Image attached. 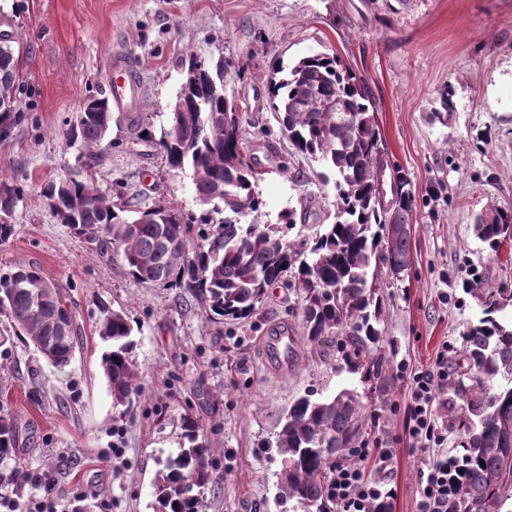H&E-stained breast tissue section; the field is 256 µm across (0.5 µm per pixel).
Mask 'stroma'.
Instances as JSON below:
<instances>
[{"mask_svg":"<svg viewBox=\"0 0 512 512\" xmlns=\"http://www.w3.org/2000/svg\"><path fill=\"white\" fill-rule=\"evenodd\" d=\"M1 34L22 54L25 118L0 140V172L25 194L15 233L0 246V272L38 267L61 288L84 343L62 369L23 341L0 348V415L14 416L21 432L0 458V512L8 502L35 512L46 499L57 512H155L153 481L178 450L172 420L188 406L216 448L203 512H291L278 498L272 447L289 407L363 388L337 368L332 347L300 354L285 372L267 367L261 347L271 328L300 324L291 290H269L257 318L213 322L181 289L145 286L120 261L90 254L48 208L43 187L84 171L80 144L66 145L63 133L87 97L109 96L112 54L122 51L136 65L139 97L134 111L114 112L95 181L140 209L199 211L191 172L169 167L158 145L188 49L227 67L270 215L308 210L297 237L330 223L335 176L289 144L264 71L323 52L373 92L386 158L409 178L415 207L410 267L384 290L389 388L376 400L381 428L370 445L393 451L384 477L391 512H418L425 455L405 430L401 368H429L443 347L449 358L460 353L463 331L483 316L462 286L469 267L512 294V240L495 252L473 231L475 214L512 208V0H0ZM447 90L442 123L432 115ZM140 131L151 142L137 140ZM103 302L134 327L144 393L125 416L98 366Z\"/></svg>","mask_w":512,"mask_h":512,"instance_id":"1","label":"stroma"}]
</instances>
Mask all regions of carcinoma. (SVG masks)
Wrapping results in <instances>:
<instances>
[{"label": "carcinoma", "mask_w": 512, "mask_h": 512, "mask_svg": "<svg viewBox=\"0 0 512 512\" xmlns=\"http://www.w3.org/2000/svg\"><path fill=\"white\" fill-rule=\"evenodd\" d=\"M20 52L0 46V135L20 121L17 97ZM184 80L159 140L167 164L188 169L202 206L196 213L173 204L128 210L94 178L64 177L44 187L58 220L83 238L91 253L117 257L127 274L158 288H183L211 320L241 321L257 315L268 288L282 284L301 302L302 336L310 350L336 346V360L368 394L387 392L383 347V295L378 271L406 269L414 195L410 181L388 164L375 119L373 93L336 56L316 53L265 74L271 109L280 115L292 147L334 172V221L311 239L289 236L307 212L286 208L277 223L266 220L257 169L242 115L229 94L228 71L188 49ZM66 144L78 140L85 171L101 157L112 127L105 97L90 96ZM23 185L0 174V245L14 235L13 215ZM474 232L493 251L512 240V209L475 218ZM484 317L463 333V347L448 375V423L459 430L456 447L470 460L458 512H501L512 498V319L497 313L502 291L471 274L464 282ZM0 317L13 338L30 342L52 365L64 368L83 344V328L60 289L39 268L0 273ZM95 333L106 344L100 368L116 408H129L143 393L133 359V327L124 310L100 308ZM179 451L154 479L158 512H201L211 482L214 448L193 414L178 419ZM376 414L355 390L332 397H302L288 410L275 440L282 458L279 498L296 512H336L332 483L339 464L355 461V449L376 433ZM18 443V424L0 416V456Z\"/></svg>", "instance_id": "cac0c4a2"}]
</instances>
